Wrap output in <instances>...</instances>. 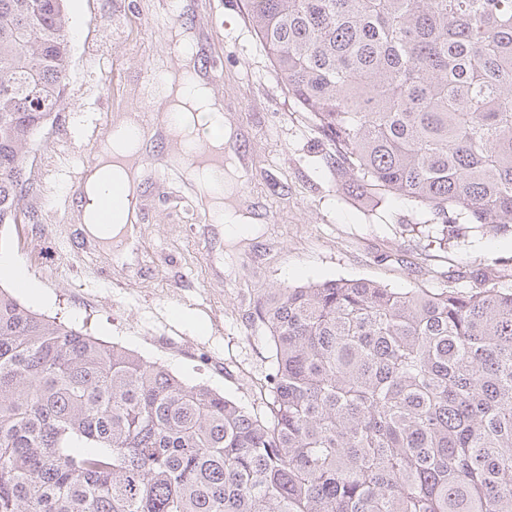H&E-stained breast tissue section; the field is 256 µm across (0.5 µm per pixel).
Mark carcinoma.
I'll return each instance as SVG.
<instances>
[{
    "instance_id": "1",
    "label": "carcinoma",
    "mask_w": 512,
    "mask_h": 512,
    "mask_svg": "<svg viewBox=\"0 0 512 512\" xmlns=\"http://www.w3.org/2000/svg\"><path fill=\"white\" fill-rule=\"evenodd\" d=\"M66 0H0V226L65 104ZM347 191L512 231V0H246ZM253 300L256 413L0 287V512H512V285Z\"/></svg>"
}]
</instances>
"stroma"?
Returning a JSON list of instances; mask_svg holds the SVG:
<instances>
[{"mask_svg": "<svg viewBox=\"0 0 512 512\" xmlns=\"http://www.w3.org/2000/svg\"><path fill=\"white\" fill-rule=\"evenodd\" d=\"M186 2L176 14L170 0H66L67 105L30 145L27 220L0 229V252L49 298L41 304L0 278L20 302L260 412L273 361L267 331L249 319L260 291L334 279L436 291L452 279L465 287L460 274L470 266L512 268L511 232L445 224L408 199L348 194L334 147L277 80L245 0ZM175 24L193 31L199 49L222 45L205 76L247 146L241 185L260 224L246 238L222 236L198 222L183 167L149 163L138 185L134 261L120 264L83 249L75 176L119 112L165 113L144 75L172 66Z\"/></svg>", "mask_w": 512, "mask_h": 512, "instance_id": "obj_1", "label": "stroma"}]
</instances>
